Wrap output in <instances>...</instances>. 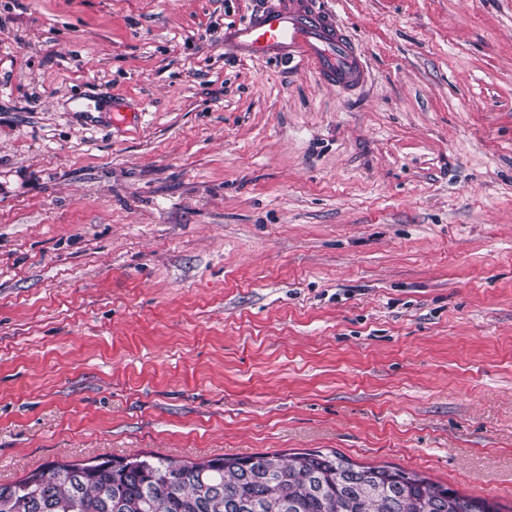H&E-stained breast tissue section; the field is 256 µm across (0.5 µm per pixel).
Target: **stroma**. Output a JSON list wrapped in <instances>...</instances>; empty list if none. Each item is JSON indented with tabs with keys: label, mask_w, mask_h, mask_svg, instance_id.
I'll list each match as a JSON object with an SVG mask.
<instances>
[{
	"label": "stroma",
	"mask_w": 512,
	"mask_h": 512,
	"mask_svg": "<svg viewBox=\"0 0 512 512\" xmlns=\"http://www.w3.org/2000/svg\"><path fill=\"white\" fill-rule=\"evenodd\" d=\"M0 0V483L336 450L512 512V0ZM243 20L224 28V49L252 61L306 65L342 92L367 83L359 46L336 15L317 0H266Z\"/></svg>",
	"instance_id": "stroma-1"
}]
</instances>
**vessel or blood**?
Segmentation results:
<instances>
[{
	"instance_id": "b4317fda",
	"label": "vessel or blood",
	"mask_w": 512,
	"mask_h": 512,
	"mask_svg": "<svg viewBox=\"0 0 512 512\" xmlns=\"http://www.w3.org/2000/svg\"><path fill=\"white\" fill-rule=\"evenodd\" d=\"M224 47L252 61L299 62L340 91L352 93L370 73L359 46L318 0H269L224 29Z\"/></svg>"
}]
</instances>
